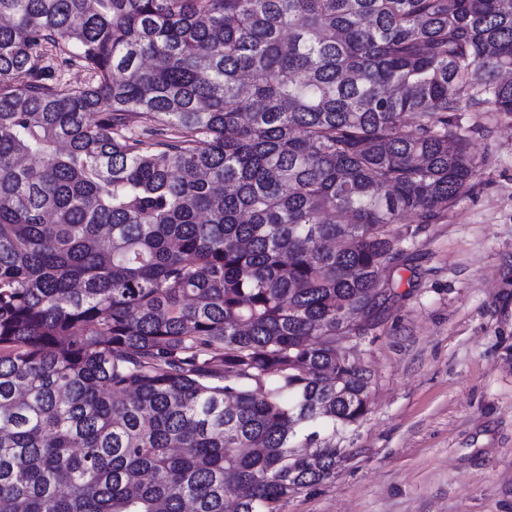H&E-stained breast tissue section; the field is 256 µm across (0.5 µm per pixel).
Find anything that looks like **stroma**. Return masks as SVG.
<instances>
[{"mask_svg": "<svg viewBox=\"0 0 512 512\" xmlns=\"http://www.w3.org/2000/svg\"><path fill=\"white\" fill-rule=\"evenodd\" d=\"M458 122L475 186L384 272L395 296L355 354L369 411L281 512H512V116Z\"/></svg>", "mask_w": 512, "mask_h": 512, "instance_id": "stroma-1", "label": "stroma"}]
</instances>
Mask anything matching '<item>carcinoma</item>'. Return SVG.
Wrapping results in <instances>:
<instances>
[{
  "instance_id": "cac0c4a2",
  "label": "carcinoma",
  "mask_w": 512,
  "mask_h": 512,
  "mask_svg": "<svg viewBox=\"0 0 512 512\" xmlns=\"http://www.w3.org/2000/svg\"><path fill=\"white\" fill-rule=\"evenodd\" d=\"M60 43L91 82L44 81ZM511 72L512 0H0V512H279L332 475L371 379L336 324L375 329Z\"/></svg>"
}]
</instances>
